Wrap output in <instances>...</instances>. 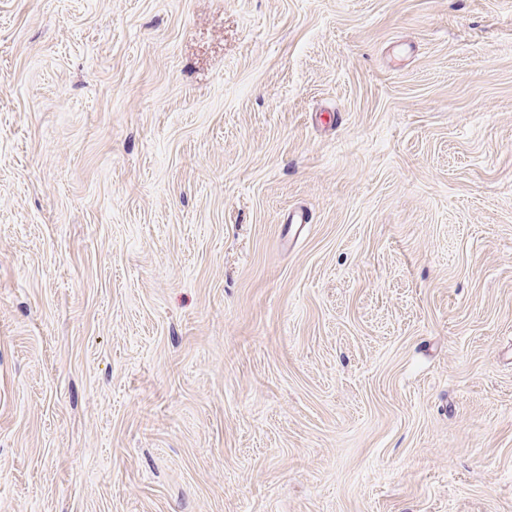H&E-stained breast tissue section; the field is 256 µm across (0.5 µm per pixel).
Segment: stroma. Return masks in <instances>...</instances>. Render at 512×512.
I'll return each instance as SVG.
<instances>
[{
	"instance_id": "stroma-1",
	"label": "stroma",
	"mask_w": 512,
	"mask_h": 512,
	"mask_svg": "<svg viewBox=\"0 0 512 512\" xmlns=\"http://www.w3.org/2000/svg\"><path fill=\"white\" fill-rule=\"evenodd\" d=\"M0 512H512V0H0Z\"/></svg>"
}]
</instances>
